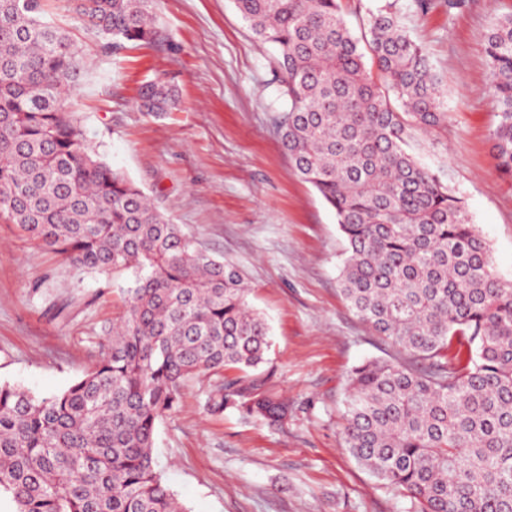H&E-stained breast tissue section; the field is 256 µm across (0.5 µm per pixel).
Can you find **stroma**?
Segmentation results:
<instances>
[{
	"instance_id": "obj_1",
	"label": "stroma",
	"mask_w": 512,
	"mask_h": 512,
	"mask_svg": "<svg viewBox=\"0 0 512 512\" xmlns=\"http://www.w3.org/2000/svg\"><path fill=\"white\" fill-rule=\"evenodd\" d=\"M434 3L406 24L447 90L448 119L411 131L405 148L462 198L492 271L512 283V182L495 167L483 49L512 0H466L453 13ZM45 9L87 59L68 103L88 140L171 223L241 272L270 328L266 363L241 385L287 399L282 426L210 414L216 380L203 375L185 382L179 409L156 425L157 467L186 512H413L344 446L350 371L398 350L339 290L346 241L277 132L275 49L255 38L234 0H155L160 42L119 51L102 49L68 0ZM158 76L179 87V107L139 111L138 88ZM132 281L74 267L0 213V382L43 397L81 378Z\"/></svg>"
}]
</instances>
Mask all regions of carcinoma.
Here are the masks:
<instances>
[{"instance_id":"obj_1","label":"carcinoma","mask_w":512,"mask_h":512,"mask_svg":"<svg viewBox=\"0 0 512 512\" xmlns=\"http://www.w3.org/2000/svg\"><path fill=\"white\" fill-rule=\"evenodd\" d=\"M277 48V129L346 240L340 290L401 348L349 378L343 441L421 512H512V284L461 198L405 149L407 126L444 123L446 89L411 39L400 0L348 28L340 0H235ZM108 46L159 40L152 0H77ZM496 169L512 180V15L484 38ZM371 64H366V60ZM83 55L43 0H0V212L73 266L125 272V309L96 364L35 397L0 383V496L13 512H185L157 471L156 424L184 382L222 378L213 414L279 425L288 402L245 395L228 369L265 362L269 327L240 272L169 222L104 161L67 109ZM179 90L146 83L144 112Z\"/></svg>"}]
</instances>
